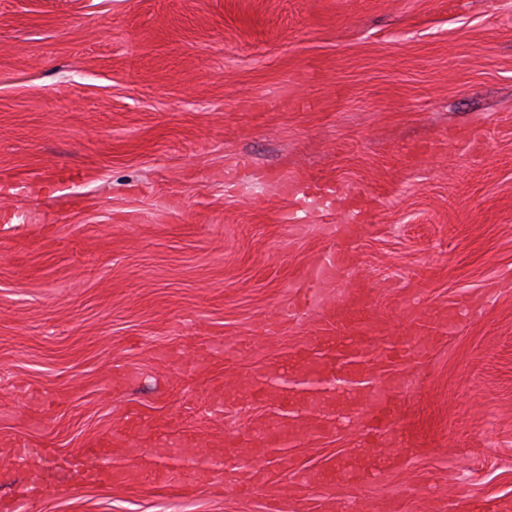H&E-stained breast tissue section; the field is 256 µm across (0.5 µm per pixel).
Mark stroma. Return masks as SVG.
I'll use <instances>...</instances> for the list:
<instances>
[{
    "label": "stroma",
    "instance_id": "1",
    "mask_svg": "<svg viewBox=\"0 0 512 512\" xmlns=\"http://www.w3.org/2000/svg\"><path fill=\"white\" fill-rule=\"evenodd\" d=\"M78 167L62 182L58 168ZM356 191L366 219L340 240ZM346 274L304 301L329 249ZM366 300L401 353L416 449L345 496L224 457L193 495L76 473L85 443L187 431L220 449L270 414L256 374ZM462 325H440L449 303ZM223 397L214 394L215 385ZM36 453L16 466L15 443ZM260 483L253 494L246 484ZM512 512V0H0V500L29 512Z\"/></svg>",
    "mask_w": 512,
    "mask_h": 512
}]
</instances>
